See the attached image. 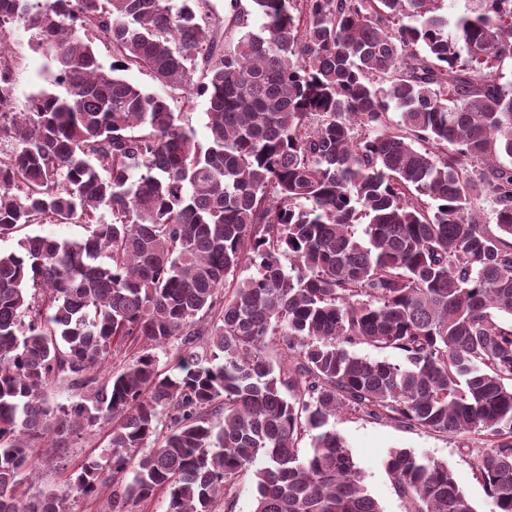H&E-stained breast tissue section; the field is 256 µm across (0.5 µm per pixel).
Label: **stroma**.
<instances>
[{
    "label": "stroma",
    "instance_id": "35a3bbf8",
    "mask_svg": "<svg viewBox=\"0 0 512 512\" xmlns=\"http://www.w3.org/2000/svg\"><path fill=\"white\" fill-rule=\"evenodd\" d=\"M12 41L23 57L14 75L15 104L20 107L32 93L53 90L52 66L46 50L36 46L30 33L17 30ZM123 76L144 91L165 97L172 110L179 113L182 125L192 129L198 140L206 139L204 98L188 99L183 88L162 85L143 69L131 68L124 71ZM330 423L343 436L355 462L366 476L365 484L369 494L377 499L383 512H406L404 501L393 489L385 471V460L389 452L398 448L410 449L422 459L447 464L475 512H494L495 506L476 476V461L479 453L488 447V437L425 432L392 421L374 420L345 411L337 413ZM109 431V425L101 424L87 430L66 448H35L33 463L36 475L19 487L18 498L28 502L43 492L64 490L68 493L71 512H108L111 487H103L98 494L86 497L68 491L67 480L75 467L86 460L107 454Z\"/></svg>",
    "mask_w": 512,
    "mask_h": 512
}]
</instances>
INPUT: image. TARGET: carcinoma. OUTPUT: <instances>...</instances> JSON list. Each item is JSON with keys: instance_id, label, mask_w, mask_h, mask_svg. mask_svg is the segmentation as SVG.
I'll list each match as a JSON object with an SVG mask.
<instances>
[{"instance_id": "cac0c4a2", "label": "carcinoma", "mask_w": 512, "mask_h": 512, "mask_svg": "<svg viewBox=\"0 0 512 512\" xmlns=\"http://www.w3.org/2000/svg\"><path fill=\"white\" fill-rule=\"evenodd\" d=\"M443 2L228 0L221 41L209 0H0V512H69L15 488L34 444L102 423L109 455L69 483L112 477L111 512L161 489L167 512H233L250 470L253 512H382L338 410L492 437L476 471L512 512V0ZM18 27L64 93L16 112ZM132 66L205 98L207 143ZM72 223L88 234H21ZM56 381L80 400L52 403ZM386 472L407 512H474L444 463L394 450ZM352 350L361 357L369 359L388 361L391 363H404V356L398 350L394 349H380L370 345L362 344L357 345Z\"/></svg>"}]
</instances>
